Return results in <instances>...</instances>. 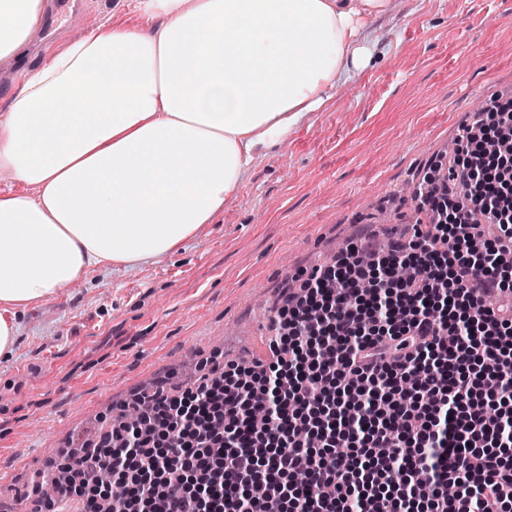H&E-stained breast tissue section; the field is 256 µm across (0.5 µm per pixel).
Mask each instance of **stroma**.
Listing matches in <instances>:
<instances>
[{
  "label": "stroma",
  "instance_id": "stroma-1",
  "mask_svg": "<svg viewBox=\"0 0 512 512\" xmlns=\"http://www.w3.org/2000/svg\"><path fill=\"white\" fill-rule=\"evenodd\" d=\"M120 21L143 25L133 0H81L52 47L32 41L26 66ZM365 34L371 65L258 154L177 254L94 272L31 306L0 360V512H34L18 489L78 433L120 423L121 404L156 380L191 382L212 357L249 361L297 270L339 242L410 229L405 186L447 161L481 106L512 99V0H391Z\"/></svg>",
  "mask_w": 512,
  "mask_h": 512
}]
</instances>
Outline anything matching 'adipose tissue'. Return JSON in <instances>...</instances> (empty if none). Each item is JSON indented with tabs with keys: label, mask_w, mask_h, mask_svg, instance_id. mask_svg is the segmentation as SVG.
<instances>
[{
	"label": "adipose tissue",
	"mask_w": 512,
	"mask_h": 512,
	"mask_svg": "<svg viewBox=\"0 0 512 512\" xmlns=\"http://www.w3.org/2000/svg\"><path fill=\"white\" fill-rule=\"evenodd\" d=\"M389 0H137L153 29L99 27L29 73L0 116V359L31 304L91 271L176 254L256 154L366 64ZM41 0H0V58Z\"/></svg>",
	"instance_id": "obj_1"
}]
</instances>
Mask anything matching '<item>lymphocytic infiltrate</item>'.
<instances>
[{
  "label": "lymphocytic infiltrate",
  "instance_id": "f902f5d3",
  "mask_svg": "<svg viewBox=\"0 0 512 512\" xmlns=\"http://www.w3.org/2000/svg\"><path fill=\"white\" fill-rule=\"evenodd\" d=\"M416 199L410 239L349 243L289 293L267 359L135 398L46 512H99L79 485L104 470L123 512H512L511 102Z\"/></svg>",
  "mask_w": 512,
  "mask_h": 512
}]
</instances>
